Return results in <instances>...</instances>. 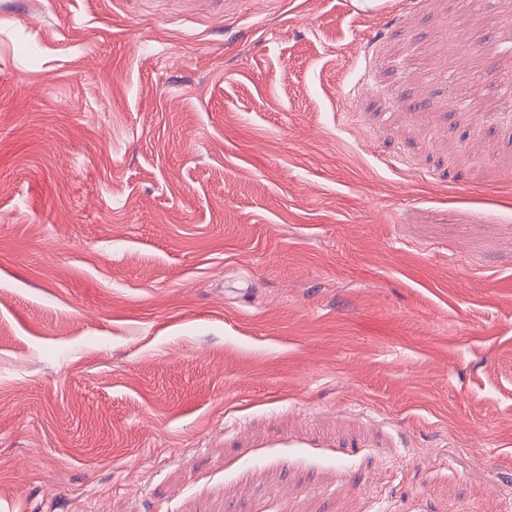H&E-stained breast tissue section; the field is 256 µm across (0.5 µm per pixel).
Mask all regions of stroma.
Masks as SVG:
<instances>
[{"instance_id":"1","label":"stroma","mask_w":512,"mask_h":512,"mask_svg":"<svg viewBox=\"0 0 512 512\" xmlns=\"http://www.w3.org/2000/svg\"><path fill=\"white\" fill-rule=\"evenodd\" d=\"M491 8L0 0V512H512Z\"/></svg>"}]
</instances>
